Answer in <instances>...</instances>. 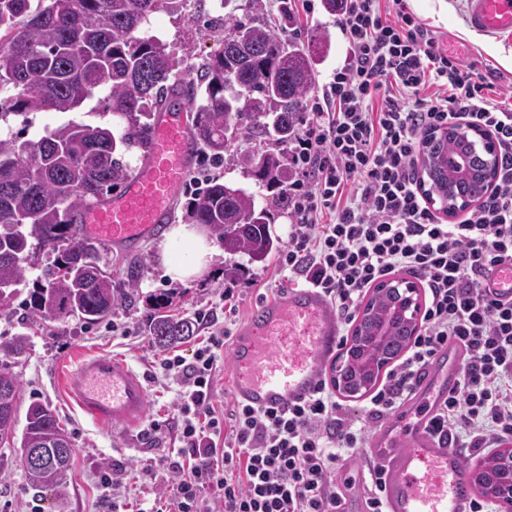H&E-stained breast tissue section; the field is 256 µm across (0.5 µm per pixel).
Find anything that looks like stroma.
<instances>
[{
  "label": "stroma",
  "instance_id": "obj_1",
  "mask_svg": "<svg viewBox=\"0 0 512 512\" xmlns=\"http://www.w3.org/2000/svg\"><path fill=\"white\" fill-rule=\"evenodd\" d=\"M409 6L423 22L441 31L449 54L470 66L476 76L494 83L498 92H512V34L491 38L470 30L465 0H409ZM223 16L219 0H188L182 13L153 14L142 32L166 44L179 62V72L190 75L197 62L221 49ZM334 21V15L324 8V0H314V9L310 12L303 10L301 0H292L291 21L279 24L283 38L306 46L312 44L317 31H332L331 47L315 67V78L319 81L340 62L343 54L341 36L334 31ZM108 94V86H101L74 112L42 111L34 114L26 127L22 126L20 118L7 116L0 121V134L16 133L22 139L36 140L45 130L57 128L71 119L121 133L123 121L105 109ZM213 176L220 182L253 192L258 205L271 213L272 238L287 243L286 210L277 205L274 191L259 187L240 166L237 149L225 152L224 165L214 169ZM165 242L162 236L151 238L131 253L109 242L99 243L101 260L111 269L116 282L126 280L129 267H136L138 271L133 297L117 302L110 322L89 326L69 317L41 327L28 324L26 305L37 286L33 279L22 288L9 309L0 311V337L7 339L21 331L29 335L26 355L8 364L9 372L20 385L19 413H26L34 402L49 404L68 431L73 445L67 481L56 490L30 485L13 449L0 447V512H103L98 485L100 465L113 464L142 471L152 459L167 454L180 429L175 410L179 386L165 374L162 361L175 352L191 355L206 343L208 333L199 331L172 350L156 346L147 332V322L158 304L191 318L210 308L225 289H233L236 311L218 320L220 326L232 332L257 302L275 296L287 284L279 271L277 257L253 263L247 255L226 253L219 244L214 247V260L203 277L186 285L172 282L165 276L160 261ZM232 264L240 266L241 273L231 281L225 278L224 270ZM113 323L129 328V335H113L109 330ZM103 352L122 357L145 376V419L159 423L158 435H147L144 426L128 430L98 425L83 416L67 395L64 376L76 359L85 353Z\"/></svg>",
  "mask_w": 512,
  "mask_h": 512
}]
</instances>
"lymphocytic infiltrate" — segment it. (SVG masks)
Masks as SVG:
<instances>
[{"instance_id": "f902f5d3", "label": "lymphocytic infiltrate", "mask_w": 512, "mask_h": 512, "mask_svg": "<svg viewBox=\"0 0 512 512\" xmlns=\"http://www.w3.org/2000/svg\"><path fill=\"white\" fill-rule=\"evenodd\" d=\"M344 56L319 86L286 153L288 281L322 290L341 324L395 272L416 277L427 299L401 361L369 396L367 421L407 397L418 371L444 345L465 351L460 384L434 421L454 448L512 440V303L490 298L483 279L512 262V102L449 55L439 32L406 0H346L336 16ZM457 121L488 132L499 154L487 196L447 224L415 168L424 133ZM215 309L196 321L209 338L192 357L166 358L182 384L174 453L146 467L162 492L138 512H342L333 476L366 443L367 421L348 416L327 382L283 410L213 404L223 358Z\"/></svg>"}]
</instances>
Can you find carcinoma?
<instances>
[{"mask_svg":"<svg viewBox=\"0 0 512 512\" xmlns=\"http://www.w3.org/2000/svg\"><path fill=\"white\" fill-rule=\"evenodd\" d=\"M186 0H0V85L17 93L10 100L12 115L28 120L32 112H73L94 91L110 85L112 114L125 121L120 136L108 127L70 120L36 142L12 136L0 138V307L26 282L32 258L53 255L42 268L40 287L32 294L33 322L76 317L88 325L103 322L121 297H130L137 274L126 287L116 284L101 265L93 241L76 233L77 218L95 198L112 194L132 175L123 155L136 149L148 155L154 113L186 97L195 107L190 129L196 146L221 156L227 143L254 141L283 144L294 134L313 83L317 54L330 37L316 35L313 49L284 40L266 22L236 18L237 0H224V43L200 64L199 81L176 79L178 62L161 41L140 36L142 26L157 12L178 13ZM0 113V119L10 115ZM466 155L473 176L448 174V159ZM242 161L256 184L278 190V202L288 205L284 190L293 177L285 157L273 150H244ZM497 153L479 155L463 140L422 139L420 170L427 196L443 206L463 211L483 198L492 185ZM195 224L206 226L230 254L243 253L266 262L277 249L269 230L268 210L255 194L231 184L212 181L205 193L188 205ZM391 295L374 291L364 310H386ZM148 333L155 345H174L193 334L188 318H176L157 308ZM387 356L403 352L412 339L397 325ZM29 346V335L17 333L0 342V353L17 359ZM17 379L0 366V413L17 422ZM70 436L48 404L35 402L25 415L21 436L12 447L28 483L40 488L63 485L72 456ZM41 450L32 463L26 449Z\"/></svg>","mask_w":512,"mask_h":512,"instance_id":"cac0c4a2","label":"carcinoma"}]
</instances>
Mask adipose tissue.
<instances>
[{
	"mask_svg": "<svg viewBox=\"0 0 512 512\" xmlns=\"http://www.w3.org/2000/svg\"><path fill=\"white\" fill-rule=\"evenodd\" d=\"M213 247L209 237L192 224L171 228L161 262L166 275L181 283L200 277L208 268Z\"/></svg>",
	"mask_w": 512,
	"mask_h": 512,
	"instance_id": "ef3b65f1",
	"label": "adipose tissue"
}]
</instances>
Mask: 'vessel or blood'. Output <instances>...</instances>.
<instances>
[{
	"instance_id": "vessel-or-blood-1",
	"label": "vessel or blood",
	"mask_w": 512,
	"mask_h": 512,
	"mask_svg": "<svg viewBox=\"0 0 512 512\" xmlns=\"http://www.w3.org/2000/svg\"><path fill=\"white\" fill-rule=\"evenodd\" d=\"M468 24L479 34L512 31V0H468ZM183 115L166 112L155 122L151 151L113 196L99 198L80 216V237L128 249L159 235L170 219L178 187L194 156ZM484 289L512 301V264L496 267ZM341 346L330 301L315 288L282 289L258 302L232 342V391L258 410L283 409L309 396L324 379ZM452 346L422 368L403 404L383 418L363 453L383 475L386 512H467L474 499L468 462L433 432L432 421L461 379ZM66 387L81 413L99 425L128 428L145 416L146 382L121 358H82Z\"/></svg>"
}]
</instances>
